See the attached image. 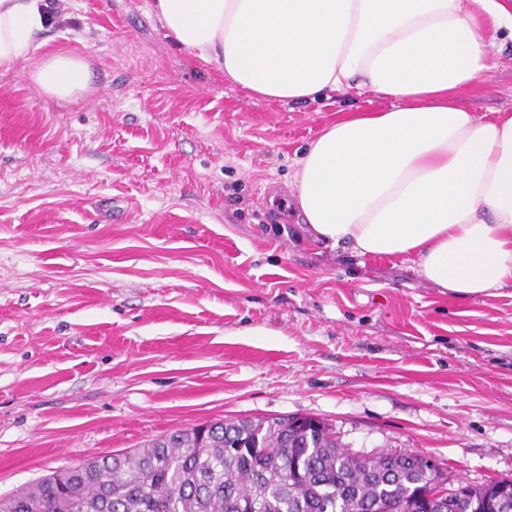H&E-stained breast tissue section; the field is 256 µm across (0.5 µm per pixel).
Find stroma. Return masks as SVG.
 I'll list each match as a JSON object with an SVG mask.
<instances>
[{"mask_svg":"<svg viewBox=\"0 0 512 512\" xmlns=\"http://www.w3.org/2000/svg\"><path fill=\"white\" fill-rule=\"evenodd\" d=\"M0 76V496L210 420L317 417L449 486L512 479V288L455 297L411 255L309 243L298 161L363 95L250 98L155 0H60ZM86 57L78 100L33 62ZM466 98L512 114V38Z\"/></svg>","mask_w":512,"mask_h":512,"instance_id":"35a3bbf8","label":"stroma"}]
</instances>
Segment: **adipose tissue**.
Here are the masks:
<instances>
[{"label": "adipose tissue", "mask_w": 512, "mask_h": 512, "mask_svg": "<svg viewBox=\"0 0 512 512\" xmlns=\"http://www.w3.org/2000/svg\"><path fill=\"white\" fill-rule=\"evenodd\" d=\"M169 33L250 96L303 102L357 90L387 104L324 126L299 161L294 203L313 239L412 255L466 297L512 286V115L463 102L512 32V0H156ZM45 0H0V73L29 60ZM36 87L76 99L82 56H45Z\"/></svg>", "instance_id": "1"}]
</instances>
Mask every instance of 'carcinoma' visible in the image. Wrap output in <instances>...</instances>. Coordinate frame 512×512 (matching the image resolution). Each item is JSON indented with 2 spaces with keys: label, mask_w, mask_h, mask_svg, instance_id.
Wrapping results in <instances>:
<instances>
[{
  "label": "carcinoma",
  "mask_w": 512,
  "mask_h": 512,
  "mask_svg": "<svg viewBox=\"0 0 512 512\" xmlns=\"http://www.w3.org/2000/svg\"><path fill=\"white\" fill-rule=\"evenodd\" d=\"M209 421L143 448L41 476L0 512H384L394 500L427 512L424 495L448 481L413 452L395 469L361 464L322 420ZM499 480L448 490L447 512H494Z\"/></svg>",
  "instance_id": "carcinoma-1"
}]
</instances>
